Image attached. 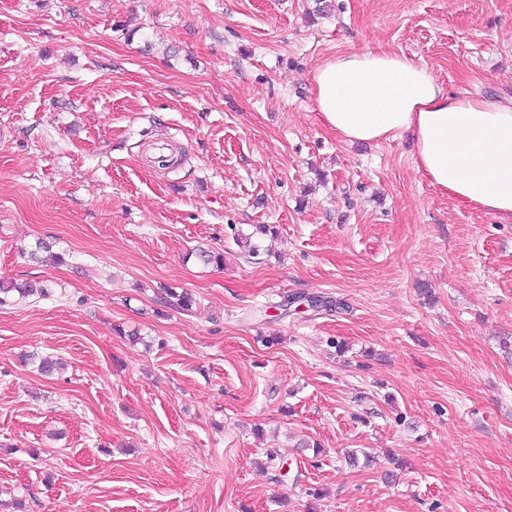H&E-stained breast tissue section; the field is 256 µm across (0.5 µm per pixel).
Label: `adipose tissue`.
I'll return each mask as SVG.
<instances>
[{
    "label": "adipose tissue",
    "mask_w": 512,
    "mask_h": 512,
    "mask_svg": "<svg viewBox=\"0 0 512 512\" xmlns=\"http://www.w3.org/2000/svg\"><path fill=\"white\" fill-rule=\"evenodd\" d=\"M313 80L317 110L338 138L412 132L418 168L434 186L512 223V103L448 95L426 65L387 51L328 60Z\"/></svg>",
    "instance_id": "adipose-tissue-1"
}]
</instances>
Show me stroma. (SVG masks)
Instances as JSON below:
<instances>
[{"label":"stroma","mask_w":512,"mask_h":512,"mask_svg":"<svg viewBox=\"0 0 512 512\" xmlns=\"http://www.w3.org/2000/svg\"><path fill=\"white\" fill-rule=\"evenodd\" d=\"M379 48L512 100V0H0V512H512V223L325 127ZM16 291L22 296L39 295L46 296L49 291L44 285L25 282L24 284L14 283L13 281L1 282L0 281V305L6 304L9 299L10 293Z\"/></svg>","instance_id":"1"}]
</instances>
